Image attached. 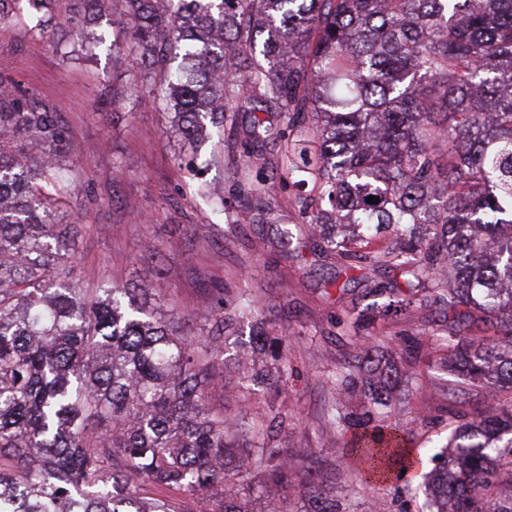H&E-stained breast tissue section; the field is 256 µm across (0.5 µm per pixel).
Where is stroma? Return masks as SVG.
<instances>
[{
	"mask_svg": "<svg viewBox=\"0 0 512 512\" xmlns=\"http://www.w3.org/2000/svg\"><path fill=\"white\" fill-rule=\"evenodd\" d=\"M17 2L20 23L0 27V88L22 91L65 131L63 174L76 194L63 213L84 227L76 253L82 286L117 281L150 289L194 330L219 298L250 299L284 339L279 385L247 383L228 360L216 406H275L286 418L277 444L289 463L317 485L342 473L337 495L351 512H374L383 492L346 473L350 435L330 423L336 379L351 354L346 337L358 333L379 347L409 339L412 390L394 401L391 417L424 455L461 423L512 403L453 379L440 387L435 369L448 355L449 326L442 305L410 316L392 311L354 329L358 310L373 302L372 282L357 278L339 294L336 254L314 251L305 240L281 246L280 228L303 227L291 190H268L270 210L258 223L216 213L241 137L210 129L197 153L181 151L165 92L146 104L128 90L140 82L141 66L135 57L112 55L126 23L110 0L93 18L79 0H55L58 22L44 30L23 24L30 7Z\"/></svg>",
	"mask_w": 512,
	"mask_h": 512,
	"instance_id": "35a3bbf8",
	"label": "stroma"
}]
</instances>
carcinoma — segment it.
<instances>
[{
    "instance_id": "obj_1",
    "label": "carcinoma",
    "mask_w": 512,
    "mask_h": 512,
    "mask_svg": "<svg viewBox=\"0 0 512 512\" xmlns=\"http://www.w3.org/2000/svg\"><path fill=\"white\" fill-rule=\"evenodd\" d=\"M30 2L37 26L53 18L55 0ZM115 2L134 25L112 55L138 56L142 100L165 85L181 146L247 119L229 176L240 191L256 149L284 142L253 191L311 177L315 203L295 202L313 249L337 254L345 275L403 278L374 281L373 296L449 308L458 328L443 370L512 391V0ZM64 141L52 113L0 93V512H194L146 504L128 493L137 479L211 497L209 512H245L233 476L257 455L267 512H350L292 477L274 435L257 429L264 413L212 404L218 353L240 336L224 300L191 332L146 288L81 287V226L59 220L74 194L60 177ZM390 225L397 246L340 236ZM477 321L497 339L463 337ZM256 339L237 362L252 380L279 369L283 344L263 325ZM349 345L334 421L352 430L361 481L422 485L430 512H512V483L494 482L512 467V406L462 424L446 466L428 471L408 430L380 411L402 382L401 349ZM356 393L366 409L343 411Z\"/></svg>"
}]
</instances>
